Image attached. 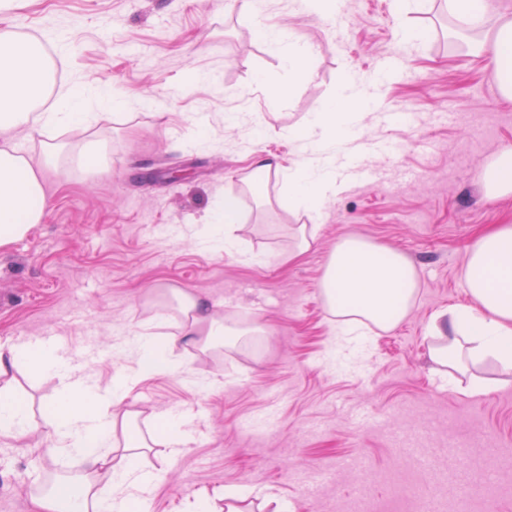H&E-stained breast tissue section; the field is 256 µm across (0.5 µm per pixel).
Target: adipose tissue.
I'll list each match as a JSON object with an SVG mask.
<instances>
[{"instance_id":"obj_1","label":"adipose tissue","mask_w":512,"mask_h":512,"mask_svg":"<svg viewBox=\"0 0 512 512\" xmlns=\"http://www.w3.org/2000/svg\"><path fill=\"white\" fill-rule=\"evenodd\" d=\"M259 33L281 48L298 80L311 78V47L287 43L284 31L272 26H261ZM479 51L501 97L512 100V16L496 18ZM52 81L41 39H21L11 30L0 31V248L26 237L42 223L51 201L45 174L23 154L14 140L16 131L30 124L63 128L92 119L87 111L91 102L82 85H60L51 97L47 89ZM366 103L360 82L347 76L305 126L288 131V138L302 141L307 154L298 168L289 172L275 157H255L256 171L286 177L288 192L282 204L317 214L340 191L336 146L352 139ZM478 179L485 197H511L512 147L500 149L480 170ZM216 221L218 230H196V238L211 239L214 248L239 254L242 262H260V255L243 247L234 199L225 198ZM464 279L468 303L448 307L431 319L430 330L438 343L431 348L430 359L448 370L469 374L464 393L476 397L492 389L490 381L472 374L478 361L494 359L502 373L512 375V224L495 225L472 243ZM320 286L342 339L348 342L365 323L386 331L404 318L417 291L418 273L398 251L365 239L346 238L331 252ZM176 299L185 317L179 336H138L133 347L135 368L119 375L110 389L92 385L80 368L65 365L56 349L42 343L0 346V441H15L31 431L13 386L14 369L26 361L36 372L61 384L53 401L57 415L51 453L70 457L81 466L64 478L63 491L36 487L33 498L39 512H98L106 500L111 501L113 512H129L131 505L147 500L160 479L159 473L139 469L135 457L153 447L166 449L171 458L181 453L189 437L187 417L165 415L163 433L135 439L127 435L134 413L113 411L143 371H178V360L171 353L174 345L204 347L220 336L234 335L233 327L215 317L207 297L180 292Z\"/></svg>"}]
</instances>
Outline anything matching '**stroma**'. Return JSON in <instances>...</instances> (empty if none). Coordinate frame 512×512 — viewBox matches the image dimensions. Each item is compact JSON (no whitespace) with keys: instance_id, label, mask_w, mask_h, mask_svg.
<instances>
[{"instance_id":"stroma-1","label":"stroma","mask_w":512,"mask_h":512,"mask_svg":"<svg viewBox=\"0 0 512 512\" xmlns=\"http://www.w3.org/2000/svg\"><path fill=\"white\" fill-rule=\"evenodd\" d=\"M242 0H16L0 14L22 35L49 37L57 76L88 98L112 85L123 108L89 129L22 130L24 153L49 168L52 203L42 224L0 249V345L53 336L100 388L135 362L142 332L178 334L170 292L206 296L218 318L264 335L176 347L179 372H147L124 403L130 436L162 431L166 411L189 416L192 438L160 468L148 512H227L242 488L244 512H345L359 494L377 512H410L466 481L470 512H512V467L491 469L489 448L512 449V384L480 397L444 385L428 357L432 315L467 300L466 248L495 224H512V198L483 197L478 173L512 146L504 100L443 0H411L420 39L399 43L396 0H341L334 22L300 14L295 0H263L270 21L312 47L309 81H297L258 34ZM404 66L378 86L362 121V152L321 214L280 204L279 178L255 173L254 156L295 168L301 144L283 136L334 93L348 72L380 74L385 55ZM215 82H197L195 71ZM150 104H142V97ZM400 121H392L391 113ZM97 143L107 167L86 170ZM237 202L242 236L262 263L202 251L190 234L224 197ZM316 225L300 258L282 262L293 230ZM357 237L403 252L420 288L409 315L364 346L332 351L335 329L320 291L336 244ZM33 426L0 445V512H34L31 486L53 484L76 462L52 455L57 380L13 373Z\"/></svg>"}]
</instances>
